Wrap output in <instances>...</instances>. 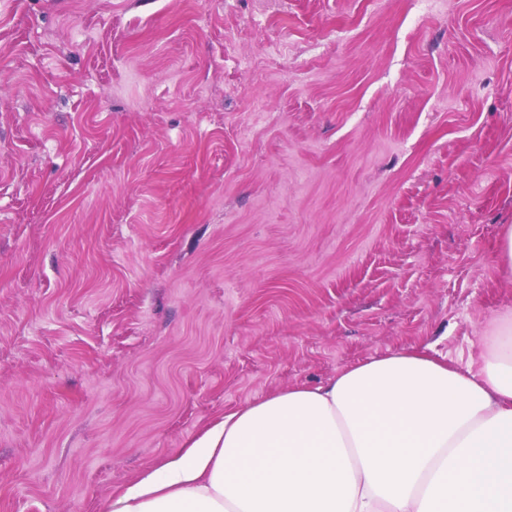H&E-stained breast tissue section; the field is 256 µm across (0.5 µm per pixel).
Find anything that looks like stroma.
Returning <instances> with one entry per match:
<instances>
[{
    "mask_svg": "<svg viewBox=\"0 0 512 512\" xmlns=\"http://www.w3.org/2000/svg\"><path fill=\"white\" fill-rule=\"evenodd\" d=\"M512 0H0V512L512 315Z\"/></svg>",
    "mask_w": 512,
    "mask_h": 512,
    "instance_id": "stroma-1",
    "label": "stroma"
}]
</instances>
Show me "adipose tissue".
<instances>
[{
	"label": "adipose tissue",
	"mask_w": 512,
	"mask_h": 512,
	"mask_svg": "<svg viewBox=\"0 0 512 512\" xmlns=\"http://www.w3.org/2000/svg\"><path fill=\"white\" fill-rule=\"evenodd\" d=\"M108 512H512V320L474 371L404 349L226 414Z\"/></svg>",
	"instance_id": "ef3b65f1"
}]
</instances>
